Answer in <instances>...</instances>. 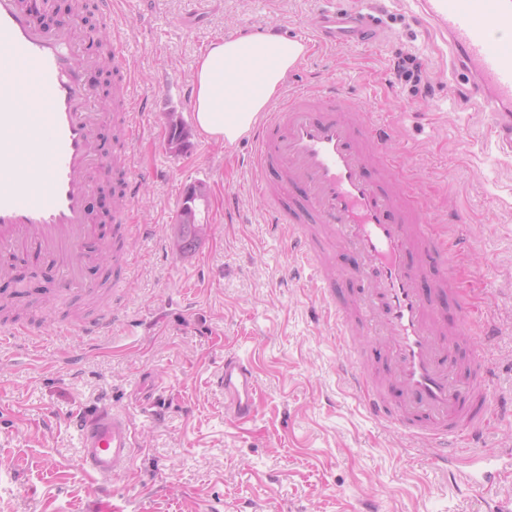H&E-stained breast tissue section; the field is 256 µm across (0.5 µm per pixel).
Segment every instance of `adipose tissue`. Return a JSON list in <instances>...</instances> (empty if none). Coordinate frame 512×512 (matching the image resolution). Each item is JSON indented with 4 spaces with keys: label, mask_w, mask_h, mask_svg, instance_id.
Here are the masks:
<instances>
[{
    "label": "adipose tissue",
    "mask_w": 512,
    "mask_h": 512,
    "mask_svg": "<svg viewBox=\"0 0 512 512\" xmlns=\"http://www.w3.org/2000/svg\"><path fill=\"white\" fill-rule=\"evenodd\" d=\"M306 45L274 32L229 35L206 45L193 80L196 128L227 145L247 136Z\"/></svg>",
    "instance_id": "1"
}]
</instances>
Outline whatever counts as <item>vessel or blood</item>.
I'll return each instance as SVG.
<instances>
[{
	"label": "vessel or blood",
	"instance_id": "vessel-or-blood-1",
	"mask_svg": "<svg viewBox=\"0 0 512 512\" xmlns=\"http://www.w3.org/2000/svg\"><path fill=\"white\" fill-rule=\"evenodd\" d=\"M422 17L447 35L452 65L466 74L492 106L490 134L498 151L512 155V0H419ZM366 21L361 9H321L320 42L359 45ZM75 24L35 26L21 0H0V279L11 278L6 255L35 253L59 261L57 298L88 292L79 246L94 235L87 201L91 175L104 165L96 132L109 119L121 140L132 143L138 123L131 110L125 49L112 45L117 74L113 113L94 109L99 55L77 46ZM39 102L21 110L22 101ZM391 126L378 113L355 105L335 88H308L263 113L252 130L255 191L268 207L272 229L286 235L304 267L317 270L315 285L333 298L336 336L350 349L366 332L386 345V365L374 379L359 359L340 372L364 413L434 450L432 461L451 469L466 443L469 488L489 485L512 451H483L482 430L492 415L490 353L497 322L473 314L455 270L465 247L443 225L426 221L392 156ZM150 171L130 172L112 192V211L129 219ZM345 246L351 263L345 279L353 290L336 291L333 268L320 264L321 239ZM121 321L107 304L55 334L76 335L95 347ZM478 336L479 349L460 360L448 338ZM22 346L36 357L46 336L22 324L0 327V343ZM252 360L225 356L217 376L224 412L244 420L256 414ZM68 423L77 434L79 466L93 480L108 482L130 470L136 446L126 411L111 406L79 410Z\"/></svg>",
	"mask_w": 512,
	"mask_h": 512
}]
</instances>
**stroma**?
Masks as SVG:
<instances>
[{"label": "stroma", "instance_id": "stroma-1", "mask_svg": "<svg viewBox=\"0 0 512 512\" xmlns=\"http://www.w3.org/2000/svg\"><path fill=\"white\" fill-rule=\"evenodd\" d=\"M322 0H112L110 40L121 42L134 103L145 104L131 146L140 189L136 223L152 236L129 241L133 260L125 322L99 347L52 338L34 360L0 350V512H512V469L482 489L452 482L398 432L371 420L337 371L344 354L328 301L295 251L272 235L248 192L242 160L249 138L223 145L192 135L171 152L168 120L193 126L187 102L195 61L212 40L269 28L310 41ZM383 32L375 50H309L280 94L332 83L396 126L427 219L466 242L459 276L474 308L500 326L493 348L492 402L512 403V159L487 139L490 110L416 0H361ZM416 55L432 83L412 96L392 75L397 53ZM210 188L198 215L210 230L179 251L173 226L187 188ZM16 277L31 288L14 310L34 313L57 272L38 255L19 256ZM252 359L258 413L224 415L214 378L225 355ZM159 414L148 420L142 401ZM101 405L131 416L135 468L98 484L78 466L67 417Z\"/></svg>", "mask_w": 512, "mask_h": 512}]
</instances>
